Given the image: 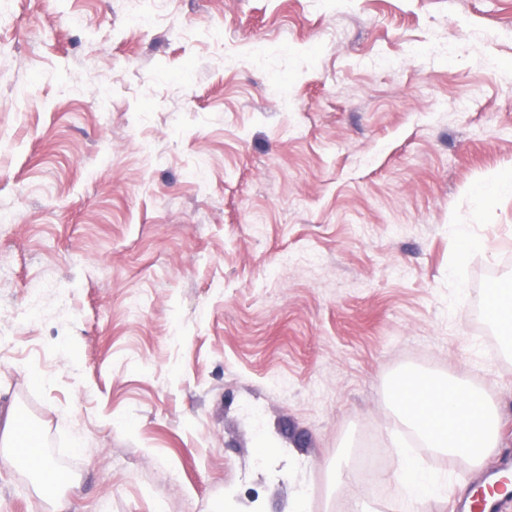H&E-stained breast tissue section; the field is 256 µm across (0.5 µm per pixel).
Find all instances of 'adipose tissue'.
Masks as SVG:
<instances>
[{
    "mask_svg": "<svg viewBox=\"0 0 512 512\" xmlns=\"http://www.w3.org/2000/svg\"><path fill=\"white\" fill-rule=\"evenodd\" d=\"M390 398L405 430L418 434L432 452L480 463L495 444V415L483 393L418 374L400 375ZM0 446L9 450L0 462L26 465L39 474V491L52 496L59 483L35 440L21 436L13 410L0 411ZM400 480L411 485L417 498L444 499L448 496V474L426 472L417 465H404Z\"/></svg>",
    "mask_w": 512,
    "mask_h": 512,
    "instance_id": "1",
    "label": "adipose tissue"
}]
</instances>
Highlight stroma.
Here are the masks:
<instances>
[{
    "label": "stroma",
    "mask_w": 512,
    "mask_h": 512,
    "mask_svg": "<svg viewBox=\"0 0 512 512\" xmlns=\"http://www.w3.org/2000/svg\"><path fill=\"white\" fill-rule=\"evenodd\" d=\"M509 179L512 0H0V402L61 482L0 512H401L405 372L495 411L482 466L421 459L453 512L512 452ZM486 317L488 321L502 332L501 339L505 345H512V301L511 295L506 302L498 284H491L486 290Z\"/></svg>",
    "instance_id": "obj_1"
}]
</instances>
